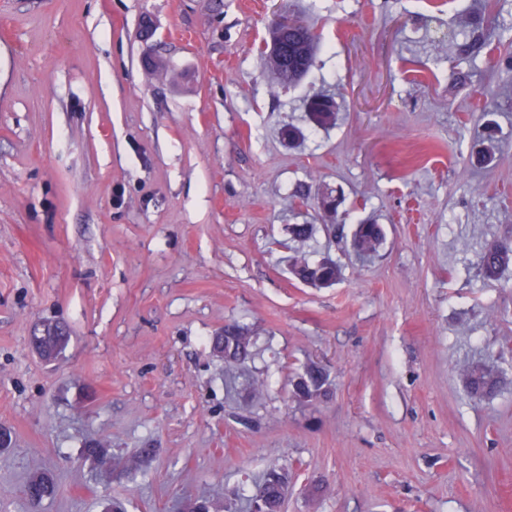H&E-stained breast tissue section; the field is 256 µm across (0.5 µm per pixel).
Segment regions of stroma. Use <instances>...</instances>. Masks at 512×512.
Here are the masks:
<instances>
[{
  "label": "stroma",
  "mask_w": 512,
  "mask_h": 512,
  "mask_svg": "<svg viewBox=\"0 0 512 512\" xmlns=\"http://www.w3.org/2000/svg\"><path fill=\"white\" fill-rule=\"evenodd\" d=\"M276 12L319 37L291 86ZM504 239L512 0H0V512H241L274 468L283 512H512V266L478 269ZM45 321L70 336L50 362ZM229 323L255 337L231 392ZM471 356L495 395L468 396ZM312 361L330 391L303 404ZM325 95H316L307 103V109L314 122L322 127H329L336 123V112L325 107L326 103L332 104ZM383 240L379 224H357L353 233L352 245L361 255L372 254L378 250ZM291 273L304 283L316 287H328L336 283L340 269L332 260L310 263L305 257H294ZM327 382L326 370L318 365H310L292 381V395L299 402L309 401L325 392Z\"/></svg>",
  "instance_id": "stroma-1"
}]
</instances>
